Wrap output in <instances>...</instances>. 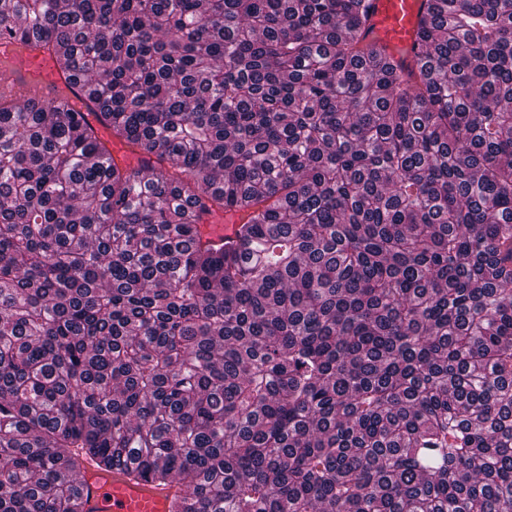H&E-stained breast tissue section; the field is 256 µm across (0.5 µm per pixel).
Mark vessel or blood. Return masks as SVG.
<instances>
[{
	"instance_id": "1",
	"label": "vessel or blood",
	"mask_w": 512,
	"mask_h": 512,
	"mask_svg": "<svg viewBox=\"0 0 512 512\" xmlns=\"http://www.w3.org/2000/svg\"><path fill=\"white\" fill-rule=\"evenodd\" d=\"M366 41L385 47L403 67L417 69V31L426 9V0H369ZM15 73L0 85L4 92L38 90L43 101L65 100L82 113L92 134L109 143L110 131L97 118L98 107L88 88L74 75L61 72L54 57L40 48L27 45L14 55ZM242 213L228 211L205 216L200 223L204 238L214 242L233 237ZM178 488L137 477L129 470L105 472L86 462L80 478V512H170Z\"/></svg>"
}]
</instances>
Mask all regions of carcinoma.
Segmentation results:
<instances>
[{"label":"carcinoma","mask_w":512,"mask_h":512,"mask_svg":"<svg viewBox=\"0 0 512 512\" xmlns=\"http://www.w3.org/2000/svg\"><path fill=\"white\" fill-rule=\"evenodd\" d=\"M0 0L92 89L0 100V512H512V0ZM245 216L222 243L216 209ZM368 44L385 47L403 68L417 70V31L426 0H369ZM243 214L236 211L217 212L205 216L200 222V231L204 238L214 242H221L224 239L234 237ZM174 484L147 481L127 469L105 472L89 461L80 478V512H170L180 495Z\"/></svg>","instance_id":"obj_1"}]
</instances>
